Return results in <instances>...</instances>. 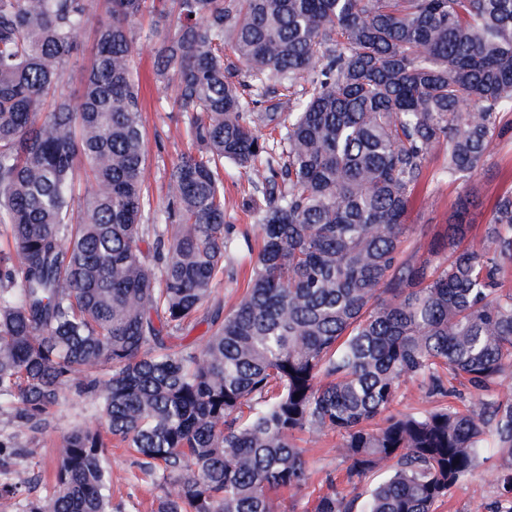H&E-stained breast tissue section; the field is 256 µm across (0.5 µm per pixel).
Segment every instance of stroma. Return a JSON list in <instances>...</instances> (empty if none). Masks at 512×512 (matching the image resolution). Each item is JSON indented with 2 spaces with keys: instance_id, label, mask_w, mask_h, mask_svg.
Wrapping results in <instances>:
<instances>
[{
  "instance_id": "1",
  "label": "stroma",
  "mask_w": 512,
  "mask_h": 512,
  "mask_svg": "<svg viewBox=\"0 0 512 512\" xmlns=\"http://www.w3.org/2000/svg\"><path fill=\"white\" fill-rule=\"evenodd\" d=\"M133 70L142 80L144 120L147 145V166L153 188L155 205H162L165 184L173 166L185 150L182 124L172 106L169 92L154 83L152 57L148 49H141L133 58ZM508 142L496 147L491 157L481 166L473 178L471 188L478 205L471 211L473 223H486L495 196L505 187L503 175L512 170V132ZM245 173L228 167L224 176V197L230 235L235 239V252L224 260V276L214 286L217 298L225 306H232L244 291L250 272V250L259 249L260 229L256 217L247 212L238 185L246 181ZM461 193L459 185L448 182H431L417 197L409 216L410 224L427 232L439 230ZM96 409L89 399L67 395L56 411V428L45 441L31 443L28 435L18 430L6 415H0V435L13 437L19 445H34L36 458L42 469H49L62 446L63 436L73 427H98ZM338 439L335 434L305 436L303 446L310 460L311 478L307 489L299 492L280 491L288 512H309V491L334 480L337 487H344L346 464L336 455ZM112 461V505L116 512H154L159 491L149 477L141 472L133 457L120 443H113L109 450ZM498 499L496 470L492 462H484L473 477L455 489L449 502L438 512H468L473 501L494 504Z\"/></svg>"
}]
</instances>
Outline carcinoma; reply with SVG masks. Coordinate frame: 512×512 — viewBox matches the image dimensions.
<instances>
[{
  "instance_id": "1",
  "label": "carcinoma",
  "mask_w": 512,
  "mask_h": 512,
  "mask_svg": "<svg viewBox=\"0 0 512 512\" xmlns=\"http://www.w3.org/2000/svg\"><path fill=\"white\" fill-rule=\"evenodd\" d=\"M90 3L0 0V414L43 440L66 394L91 399L156 512H286L276 491L308 487L303 431L340 435L348 463L312 512H436L489 445L512 512V186L481 233L468 219L512 125V0H105L97 21ZM146 16L172 18L155 78L190 145L161 209L130 69ZM226 163L253 175L263 240L228 310ZM430 176L464 192L414 237ZM414 380L478 403L393 411ZM101 430L63 437L40 494L26 468L1 480L0 506L112 512ZM31 454L0 438V462Z\"/></svg>"
}]
</instances>
